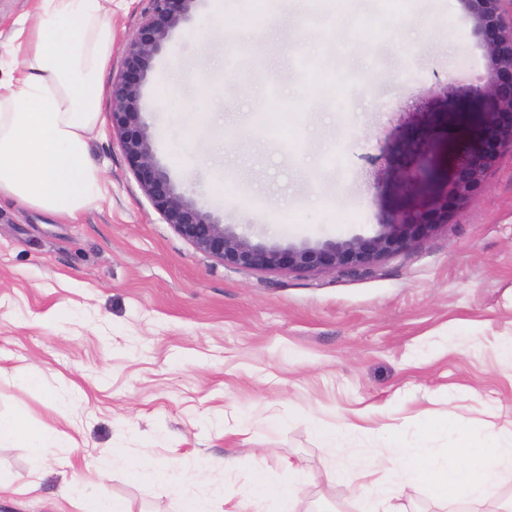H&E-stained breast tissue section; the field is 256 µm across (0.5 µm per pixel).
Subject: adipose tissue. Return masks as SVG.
Returning a JSON list of instances; mask_svg holds the SVG:
<instances>
[{
    "label": "adipose tissue",
    "mask_w": 512,
    "mask_h": 512,
    "mask_svg": "<svg viewBox=\"0 0 512 512\" xmlns=\"http://www.w3.org/2000/svg\"><path fill=\"white\" fill-rule=\"evenodd\" d=\"M13 60L0 77V196L75 217L102 195L89 159L99 121L100 79L112 57V0H36L31 24L6 48ZM459 463L416 451L386 449L404 483L428 480L433 492L466 503L496 498L512 462L492 444L463 442Z\"/></svg>",
    "instance_id": "adipose-tissue-1"
}]
</instances>
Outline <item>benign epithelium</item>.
<instances>
[{
  "label": "benign epithelium",
  "instance_id": "benign-epithelium-1",
  "mask_svg": "<svg viewBox=\"0 0 512 512\" xmlns=\"http://www.w3.org/2000/svg\"><path fill=\"white\" fill-rule=\"evenodd\" d=\"M148 14L125 48V74L112 85V131L129 159L145 195L166 223L199 250L226 264L249 269H368L387 255L408 246L432 224H446L452 208L471 198L486 172L506 147L512 149V30L502 26L501 0H462L484 38L490 76L469 90L470 101L480 107L479 132L458 151L451 175L429 171L420 185L425 205L390 211L377 235L344 241H325L281 247L253 242L181 193L168 170L155 159L141 86L152 60L170 33L187 18L195 0H149Z\"/></svg>",
  "mask_w": 512,
  "mask_h": 512
}]
</instances>
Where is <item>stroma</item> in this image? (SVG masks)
<instances>
[{
    "label": "stroma",
    "mask_w": 512,
    "mask_h": 512,
    "mask_svg": "<svg viewBox=\"0 0 512 512\" xmlns=\"http://www.w3.org/2000/svg\"><path fill=\"white\" fill-rule=\"evenodd\" d=\"M148 0H112V59L90 156L103 196L67 220L0 198V413L62 447H0V479L31 493L0 512H54L63 478L130 512H178L175 487L142 459L212 498L254 512L257 474L294 484V512H359L328 473L374 470L393 512H501L376 470L377 449L420 448L454 464L472 440L512 448V150L448 223L366 271H263L224 264L166 224L111 132L112 86ZM278 17L261 45L244 27ZM428 34L413 52L410 26ZM318 44L296 51L307 38ZM178 64L182 78L162 75ZM404 81H396V72ZM489 62L461 0H195L141 88L157 160L178 189L252 240L282 245L374 235L421 180L409 149L436 121L442 141L467 102L448 85L484 83ZM340 429L328 447L320 429ZM121 454L107 480L98 470ZM231 460V473L213 460ZM297 472H290V465Z\"/></svg>",
    "instance_id": "1"
}]
</instances>
